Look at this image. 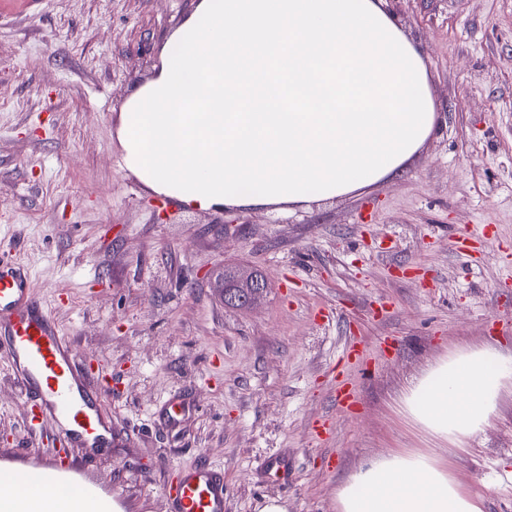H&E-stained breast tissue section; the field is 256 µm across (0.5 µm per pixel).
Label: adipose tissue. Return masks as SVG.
<instances>
[{
  "mask_svg": "<svg viewBox=\"0 0 512 512\" xmlns=\"http://www.w3.org/2000/svg\"><path fill=\"white\" fill-rule=\"evenodd\" d=\"M427 66L382 0H198L121 114L125 169L184 208L286 207L398 174L435 129ZM512 370L492 347L442 360L402 398L444 441L483 430ZM47 472L0 468V512H95ZM340 512H483L429 453L371 460Z\"/></svg>",
  "mask_w": 512,
  "mask_h": 512,
  "instance_id": "1",
  "label": "adipose tissue"
}]
</instances>
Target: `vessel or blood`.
I'll return each mask as SVG.
<instances>
[{"label": "vessel or blood", "instance_id": "vessel-or-blood-1", "mask_svg": "<svg viewBox=\"0 0 512 512\" xmlns=\"http://www.w3.org/2000/svg\"><path fill=\"white\" fill-rule=\"evenodd\" d=\"M0 360L31 401L33 421L51 420L67 444L112 445V418L87 381L51 311L37 300L28 272L0 255ZM178 512H224V473L209 465L179 473L168 489Z\"/></svg>", "mask_w": 512, "mask_h": 512}]
</instances>
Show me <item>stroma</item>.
Instances as JSON below:
<instances>
[{
  "instance_id": "stroma-1",
  "label": "stroma",
  "mask_w": 512,
  "mask_h": 512,
  "mask_svg": "<svg viewBox=\"0 0 512 512\" xmlns=\"http://www.w3.org/2000/svg\"><path fill=\"white\" fill-rule=\"evenodd\" d=\"M197 2L0 0V251L30 271L78 358L111 374L119 438L60 446L50 421L29 426L0 364V463L62 455L124 512H175L170 483L206 461L224 471V512L273 496L338 512L351 472L418 448L483 512H512V381L458 446L401 407L455 353L492 346L512 368V0H385L436 111L400 174L310 206L209 211L143 186L119 142L125 102ZM228 266L266 274L261 304L225 308ZM173 400L186 410L170 424ZM272 456L285 471L266 470Z\"/></svg>"
}]
</instances>
